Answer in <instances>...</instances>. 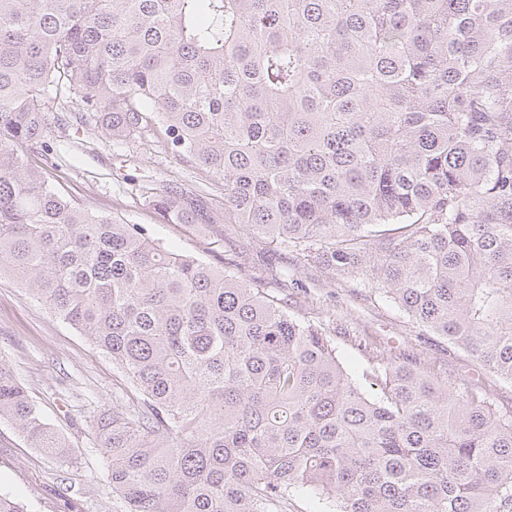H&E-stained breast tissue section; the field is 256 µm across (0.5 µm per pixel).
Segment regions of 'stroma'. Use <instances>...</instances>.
I'll return each mask as SVG.
<instances>
[{"label":"stroma","mask_w":512,"mask_h":512,"mask_svg":"<svg viewBox=\"0 0 512 512\" xmlns=\"http://www.w3.org/2000/svg\"><path fill=\"white\" fill-rule=\"evenodd\" d=\"M79 110V100L71 99L47 113L45 147L24 157L60 190L121 222L146 226L165 248L215 265L231 260L240 280L260 282L287 303L290 314L323 327L354 379L372 368L383 349H404L458 387L481 388L497 412L512 415V382L481 369L447 340L422 332L390 301L349 290L335 271L274 250L267 239L225 223L220 188L212 190V223L163 220L151 196L172 186L204 189L205 176L167 151L160 135L118 145L100 128L79 122ZM0 360L69 444L67 457H51L0 421V491L25 503L27 512H113L91 421L126 395L122 373L7 276L0 277Z\"/></svg>","instance_id":"35a3bbf8"}]
</instances>
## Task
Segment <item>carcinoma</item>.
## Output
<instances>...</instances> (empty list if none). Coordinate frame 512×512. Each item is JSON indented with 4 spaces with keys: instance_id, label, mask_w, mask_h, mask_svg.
<instances>
[{
    "instance_id": "obj_1",
    "label": "carcinoma",
    "mask_w": 512,
    "mask_h": 512,
    "mask_svg": "<svg viewBox=\"0 0 512 512\" xmlns=\"http://www.w3.org/2000/svg\"><path fill=\"white\" fill-rule=\"evenodd\" d=\"M75 97L117 143L159 128L224 220L359 279L512 381V0H0V275L112 359L92 421L117 512H512V415L330 336L25 167ZM158 213L209 223L168 191ZM398 226V231L387 229ZM64 456L0 360V421ZM288 500V512H336L337 502L318 500L309 491L296 490Z\"/></svg>"
}]
</instances>
